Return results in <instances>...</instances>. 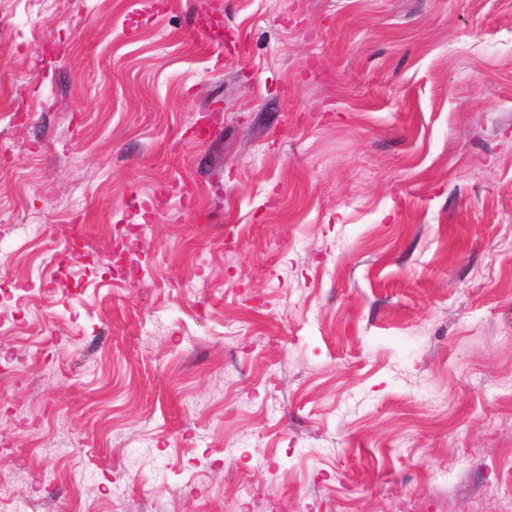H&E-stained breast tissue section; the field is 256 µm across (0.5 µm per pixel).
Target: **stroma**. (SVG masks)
<instances>
[{"instance_id":"stroma-1","label":"stroma","mask_w":512,"mask_h":512,"mask_svg":"<svg viewBox=\"0 0 512 512\" xmlns=\"http://www.w3.org/2000/svg\"><path fill=\"white\" fill-rule=\"evenodd\" d=\"M0 143V512L512 507V0H0Z\"/></svg>"}]
</instances>
